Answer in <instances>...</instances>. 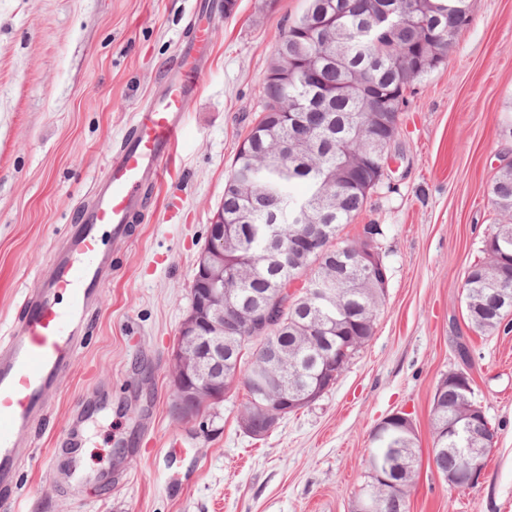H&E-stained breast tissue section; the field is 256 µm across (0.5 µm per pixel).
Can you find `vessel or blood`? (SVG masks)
<instances>
[{"label":"vessel or blood","mask_w":512,"mask_h":512,"mask_svg":"<svg viewBox=\"0 0 512 512\" xmlns=\"http://www.w3.org/2000/svg\"><path fill=\"white\" fill-rule=\"evenodd\" d=\"M204 30L183 43L149 103L136 112L108 161L93 200L81 211L50 269L23 297L19 325L0 338V489L15 485L28 449L26 431L45 417L48 396L70 366L86 315L98 302L109 265L108 237L127 238L146 183L160 181L184 127V103L195 94L208 61Z\"/></svg>","instance_id":"b4317fda"}]
</instances>
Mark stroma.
Wrapping results in <instances>:
<instances>
[{
	"mask_svg": "<svg viewBox=\"0 0 512 512\" xmlns=\"http://www.w3.org/2000/svg\"><path fill=\"white\" fill-rule=\"evenodd\" d=\"M195 2L0 0V334L192 38ZM303 8L233 0L205 19L211 55L185 107L174 174L146 191L132 237L109 243L98 305L0 512H353L372 433L397 412L419 450L409 512H512V328L471 329L462 288L496 218L488 185L512 158L500 134L512 116V0H471L452 55L408 98L384 180L341 228L354 240L382 226L388 280L372 338L336 383L258 439L241 426L240 385L203 416L174 415L169 359L196 260L281 36ZM453 370L471 375L495 430L467 488L431 461L435 388ZM70 463L87 476L86 500L67 487Z\"/></svg>",
	"mask_w": 512,
	"mask_h": 512,
	"instance_id": "1",
	"label": "stroma"
}]
</instances>
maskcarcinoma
<instances>
[{"label":"carcinoma","instance_id":"carcinoma-1","mask_svg":"<svg viewBox=\"0 0 512 512\" xmlns=\"http://www.w3.org/2000/svg\"><path fill=\"white\" fill-rule=\"evenodd\" d=\"M325 30L328 59L319 77L309 82L300 71L317 56V46L307 30L330 15ZM470 0H306L298 18L288 26L278 50L288 52L291 74L277 77L270 64L262 88L263 109L244 138L246 155H236L224 186V199L215 215L248 212L250 231L226 230L224 274L245 273L235 282L238 306L264 304L276 288H287L304 278L302 293L284 320L245 346L224 344V370L235 374L232 384L248 393L242 416H249L257 389L255 383H278L290 390L314 387L320 369L313 356L322 344L352 356L373 336L382 305L357 260L332 245L340 227L358 215L368 190L381 182L369 165L350 167L357 157L384 163L378 156L386 129L368 131L371 118L364 98L374 90L389 100L407 101V94L425 76L403 73L402 64L417 57L429 41L444 35L452 48L458 33L469 24ZM498 216L489 236L499 249H483L485 259L471 265L463 281L465 316L477 332H494L512 315V302L497 301L494 289L512 287V165L498 170L488 187ZM330 229L324 251L296 266L270 260L289 247L293 239L314 227ZM339 286L336 299L317 315L305 312L307 289L320 282ZM474 394L451 385L435 392L432 411V463L444 477L463 467L457 449L463 439L448 432V418L464 422ZM399 448L392 457L389 482L379 484L383 512H407L408 493L414 481L418 450L416 436L393 433L374 446L370 455Z\"/></svg>","mask_w":512,"mask_h":512}]
</instances>
